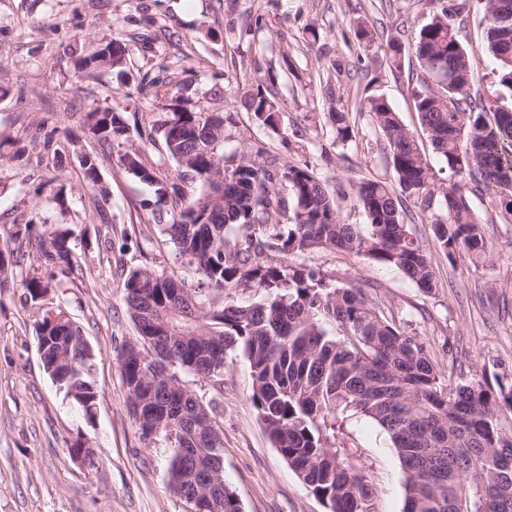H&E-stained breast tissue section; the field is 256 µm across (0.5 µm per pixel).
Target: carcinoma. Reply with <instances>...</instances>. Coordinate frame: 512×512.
<instances>
[{"label": "carcinoma", "mask_w": 512, "mask_h": 512, "mask_svg": "<svg viewBox=\"0 0 512 512\" xmlns=\"http://www.w3.org/2000/svg\"><path fill=\"white\" fill-rule=\"evenodd\" d=\"M486 45L501 94L512 98V0H485ZM460 0L441 8L422 26L413 44L419 73L412 88L422 131L445 162L453 182L443 185L415 133L383 96H369L360 111L385 138L400 192L378 179L351 186V200L367 224L344 221L333 195L309 164L263 165L247 153L229 157L224 195L214 197L213 160L224 159V113L212 118L189 95L176 92L179 112H166L153 132L162 133L181 179L199 181L202 195L167 186L133 150L120 157L142 181L156 184L158 200L172 197L178 219L161 227L165 241L195 267L204 282L224 291L209 305L166 272H130L124 301L136 341L120 367L133 415L146 440L174 444L169 486L183 499L196 490L209 495L207 512H242L224 479V438L214 407L184 383L168 382L176 370L202 379L218 377L228 352H243L252 379L251 401L274 448L328 512H374V490L340 447L341 414L349 408L389 435L405 473L404 512H512V385L472 379L445 380L424 342L373 302L364 288L339 285L320 269L295 259L318 250L362 256L395 267L418 288L436 287L426 249L405 224L401 197L422 210L436 206L438 247L454 264L466 256L487 259L482 220L468 190L496 197L502 219L512 221V112L492 110L471 92L473 50L457 36L464 12ZM402 46L385 47L388 68H401ZM248 110L277 125V102L262 91L248 97ZM336 141L355 137L348 115L330 113ZM88 133L112 146L130 137V126L111 109L85 115ZM82 178L98 182L96 155L80 160ZM289 193L280 195L279 182ZM288 214L282 224L274 215ZM40 266L63 273L74 267L67 237L44 229ZM22 255L0 249V278L16 275ZM31 300L46 296L49 282L38 273L21 279ZM254 291L256 301L238 294ZM41 361L66 396L91 413L97 399L92 351L81 328L60 304H44L37 321Z\"/></svg>", "instance_id": "obj_1"}]
</instances>
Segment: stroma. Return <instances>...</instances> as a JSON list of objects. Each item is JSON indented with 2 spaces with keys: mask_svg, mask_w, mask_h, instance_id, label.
<instances>
[{
  "mask_svg": "<svg viewBox=\"0 0 512 512\" xmlns=\"http://www.w3.org/2000/svg\"><path fill=\"white\" fill-rule=\"evenodd\" d=\"M437 0H0V248L14 225L31 222L65 233L80 268L55 276L48 297L82 328L94 352L98 389L93 416L65 397L44 370L35 323L39 303L18 280L0 286V512H187L168 486L172 448L164 438L144 442L122 383L120 355L137 333L123 299L135 269L166 271L196 289L200 276L161 225L176 215L156 203L154 187L120 163L138 151L165 182L201 194L179 179L161 137L131 135L106 147L88 137L83 117L112 108L127 122L151 126L168 96L191 84L205 108L224 113V153L246 152L258 162H309L329 189L349 191L364 179L393 181L387 143L355 99L387 98L403 123L418 132L436 182L448 168L421 135L411 97L413 56L390 70L389 39L412 43ZM366 22L374 38L357 43ZM458 38L475 50L473 86L485 104L512 109L491 82L481 0H468ZM129 44L127 78L106 69L93 77L75 61L102 44ZM271 86L279 129L271 131L244 105L247 91ZM223 90L221 101L210 91ZM347 111L355 139L337 142L329 113ZM97 155L100 181L84 182L79 156ZM490 256L449 263L435 242L432 214L403 201L405 221L432 256L437 285L420 290L401 271L362 257L323 250L305 255L332 280L362 284L387 315L423 339L440 369L465 382L512 377V223L494 196L476 192ZM184 383L215 404L224 434V479L243 512H327L290 469L265 432L250 395L249 366L229 353L224 388L184 375ZM92 459L72 455L75 442ZM341 445L375 489V512H403L405 478L388 434L359 415L347 417Z\"/></svg>",
  "mask_w": 512,
  "mask_h": 512,
  "instance_id": "1",
  "label": "stroma"
}]
</instances>
